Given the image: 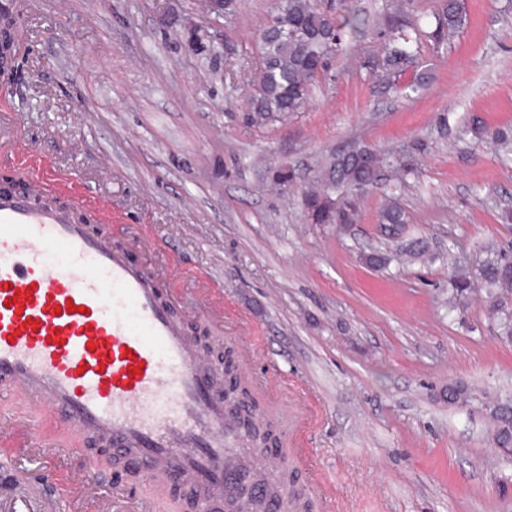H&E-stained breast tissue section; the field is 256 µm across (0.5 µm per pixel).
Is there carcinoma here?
Listing matches in <instances>:
<instances>
[{
	"instance_id": "carcinoma-1",
	"label": "carcinoma",
	"mask_w": 512,
	"mask_h": 512,
	"mask_svg": "<svg viewBox=\"0 0 512 512\" xmlns=\"http://www.w3.org/2000/svg\"><path fill=\"white\" fill-rule=\"evenodd\" d=\"M401 14L402 4L394 0L385 45L370 60V70L387 79L405 74L417 58L412 33L419 29L413 22H400ZM433 18L434 24L425 35L439 44L452 38L465 22L459 0H444ZM365 22V18L351 10L349 0L325 6L321 0H277L271 23L260 30V69L246 94L245 123L264 128L286 122L302 111L310 87L319 81L339 52L344 29L355 33ZM388 168L399 184L415 170L410 156L392 163L385 155L365 146L333 155L315 183L303 192L307 220L312 224L351 226L358 216L354 191L379 186ZM379 221L386 237L395 241L383 251L363 256L367 266L386 271L393 262L400 265L427 260V241L421 237L405 238L407 216L395 196L388 197ZM484 250L488 257L475 268L457 258L451 263L448 310L464 307L479 289L485 293L495 336L512 342V256L491 245ZM467 402L465 385H448L449 405L463 406ZM490 419L493 446L512 448V401H498Z\"/></svg>"
}]
</instances>
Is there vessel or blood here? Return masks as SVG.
Returning a JSON list of instances; mask_svg holds the SVG:
<instances>
[{
  "label": "vessel or blood",
  "instance_id": "obj_1",
  "mask_svg": "<svg viewBox=\"0 0 512 512\" xmlns=\"http://www.w3.org/2000/svg\"><path fill=\"white\" fill-rule=\"evenodd\" d=\"M27 193L0 191V394L31 397L74 440L133 452L149 481L221 498L263 468L195 340L166 297L168 280L95 231L81 199L57 203L48 166ZM43 485L70 499L84 485Z\"/></svg>",
  "mask_w": 512,
  "mask_h": 512
}]
</instances>
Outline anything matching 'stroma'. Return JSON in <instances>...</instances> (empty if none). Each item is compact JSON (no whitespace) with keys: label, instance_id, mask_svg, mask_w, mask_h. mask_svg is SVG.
I'll return each mask as SVG.
<instances>
[{"label":"stroma","instance_id":"stroma-1","mask_svg":"<svg viewBox=\"0 0 512 512\" xmlns=\"http://www.w3.org/2000/svg\"><path fill=\"white\" fill-rule=\"evenodd\" d=\"M25 31L0 80V113L150 239L135 261L171 262L186 326L233 344L241 323L267 355L249 370L304 384L316 403L301 434L336 512H512V462L492 447L486 400L512 398V343L496 339L484 294L449 311L446 256L483 260L512 246V0H460L465 24L422 40L420 93L386 88L368 69L392 0H351L369 19L283 124L245 126L243 90L275 0H241L235 16L207 0H16ZM507 134L494 142L490 131ZM368 146L414 154L398 193L433 262L367 267L385 249L383 189L359 193L350 229L307 223L302 190L332 154ZM292 170L282 185L277 172ZM224 291V333L192 313V278ZM469 387L466 406L444 392ZM40 461L17 456L0 476V512H43L29 486Z\"/></svg>","mask_w":512,"mask_h":512}]
</instances>
